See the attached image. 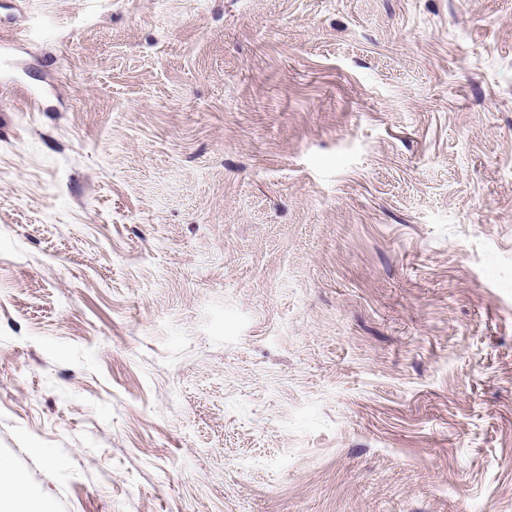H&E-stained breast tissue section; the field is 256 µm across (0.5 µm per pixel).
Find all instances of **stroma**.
Masks as SVG:
<instances>
[{"instance_id":"1","label":"stroma","mask_w":512,"mask_h":512,"mask_svg":"<svg viewBox=\"0 0 512 512\" xmlns=\"http://www.w3.org/2000/svg\"><path fill=\"white\" fill-rule=\"evenodd\" d=\"M0 455L52 512H512V0H0Z\"/></svg>"}]
</instances>
